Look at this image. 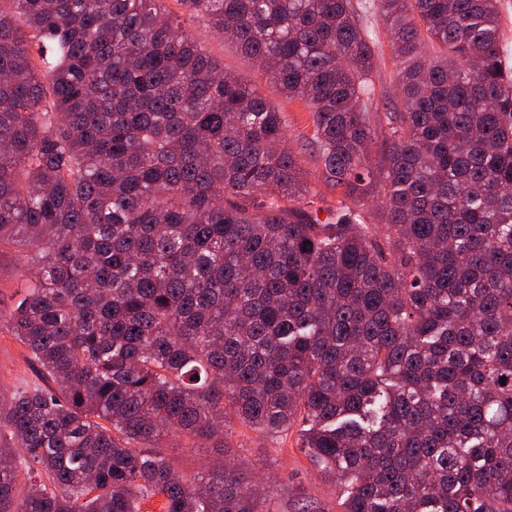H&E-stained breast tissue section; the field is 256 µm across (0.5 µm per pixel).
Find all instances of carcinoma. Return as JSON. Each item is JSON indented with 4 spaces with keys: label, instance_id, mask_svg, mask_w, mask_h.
Listing matches in <instances>:
<instances>
[{
    "label": "carcinoma",
    "instance_id": "1",
    "mask_svg": "<svg viewBox=\"0 0 512 512\" xmlns=\"http://www.w3.org/2000/svg\"><path fill=\"white\" fill-rule=\"evenodd\" d=\"M9 2L0 245L34 253L10 325L53 386L0 399V512H273L240 465L188 480L160 450L224 434L227 405L300 426L343 512H512L497 0H375L403 98L385 129L353 0H176L306 103L343 195L324 220L283 113L164 0Z\"/></svg>",
    "mask_w": 512,
    "mask_h": 512
}]
</instances>
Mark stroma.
I'll return each mask as SVG.
<instances>
[{
    "label": "stroma",
    "instance_id": "35a3bbf8",
    "mask_svg": "<svg viewBox=\"0 0 512 512\" xmlns=\"http://www.w3.org/2000/svg\"><path fill=\"white\" fill-rule=\"evenodd\" d=\"M355 2L368 31L377 41L378 58L372 74L376 109L372 120L383 126L390 113L401 108L393 50L382 23L374 14L372 0ZM167 6L177 14L189 36L221 61L226 71L256 87L267 101L283 112L287 122L285 146L298 153L307 174L313 177L317 157L308 148L313 125L306 103L288 99L263 72L247 63L232 43L189 16L176 0H168ZM29 258L26 247L15 243L0 247V396L18 388L46 383L29 350L14 336L10 327L11 312L24 295L32 272ZM163 452L178 471L189 478L196 476L204 465L224 457L249 463L269 485L274 504H290L306 498L316 501L322 512H342L341 503L345 498L342 488L312 465L300 447L297 429L270 436L234 419L221 437L170 434L163 441Z\"/></svg>",
    "mask_w": 512,
    "mask_h": 512
}]
</instances>
